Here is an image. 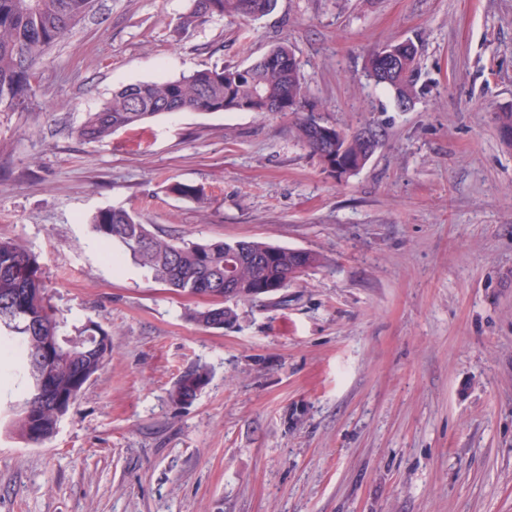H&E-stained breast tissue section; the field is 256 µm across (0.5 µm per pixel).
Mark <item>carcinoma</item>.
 Here are the masks:
<instances>
[{
    "mask_svg": "<svg viewBox=\"0 0 512 512\" xmlns=\"http://www.w3.org/2000/svg\"><path fill=\"white\" fill-rule=\"evenodd\" d=\"M277 0H193L189 13L182 17L181 28L213 16L258 19L271 12ZM94 8V0H0V105L11 107L26 102L32 91L34 67L48 48L63 40L73 25ZM403 54L399 70L384 71L381 54L373 51L367 59L366 76L377 85L394 91L397 105L412 102L419 70V48L412 41L397 43ZM276 56L285 66L273 69L265 60ZM260 97L275 105L287 97L296 98L297 112L304 97L300 71L286 43L274 45L263 57L247 66L214 67L197 70L175 79L129 84L114 92L100 109L86 115L78 130L80 138L102 140L119 129H132L169 112H222L226 101H250ZM318 122L307 118L300 122L299 138L321 164L335 154L332 144L318 137ZM338 149L342 164L356 173L369 162L367 147L358 133H341ZM172 193L203 202L201 189L176 181ZM93 230L105 241L119 247L145 269L156 282L182 294H192L215 274H224V248L233 243L224 240L174 241L151 233L137 216L124 209H103L92 220ZM253 261L240 263L237 274L243 285L260 283L277 287L289 278L301 262L312 267L318 255L306 252L301 259L295 250L277 248L261 241H239ZM19 313L11 329L0 326V352L9 356L17 380V410L12 427L32 445H41L55 434L59 421L57 400H78L85 383L101 369L96 331L86 324L72 326L81 344L67 349L50 365L51 395L40 393L41 369L34 363L46 339L61 335V320L50 304L47 287L36 256L9 238L0 237V317ZM231 309L214 305L190 315L197 324L221 329L233 318ZM210 371L198 365L183 372L172 399L183 404L196 399L208 383Z\"/></svg>",
    "mask_w": 512,
    "mask_h": 512,
    "instance_id": "1",
    "label": "carcinoma"
}]
</instances>
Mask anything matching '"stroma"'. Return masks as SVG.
Returning <instances> with one entry per match:
<instances>
[{"label": "stroma", "mask_w": 512, "mask_h": 512, "mask_svg": "<svg viewBox=\"0 0 512 512\" xmlns=\"http://www.w3.org/2000/svg\"><path fill=\"white\" fill-rule=\"evenodd\" d=\"M191 0H96L47 51L32 96L0 106V236L34 253L69 323L112 341L55 437L0 406V512H512V0H277L255 21L179 29ZM412 40L413 106L365 77ZM291 47L302 114L385 136L326 172L302 114L174 112L102 141L77 133L122 86ZM203 188L205 204L171 193ZM134 212L187 241L318 254L277 293L203 297L106 258L90 220ZM210 381L191 404L187 369ZM234 313L224 305H214L204 310H198L190 315L191 320L197 324L214 329L224 328V322L233 318ZM210 371L206 366L198 365L183 372L178 379L173 391L172 399L176 403L185 404L186 399H192V403L201 390L207 385ZM199 390V393L197 391Z\"/></svg>", "instance_id": "35a3bbf8"}]
</instances>
